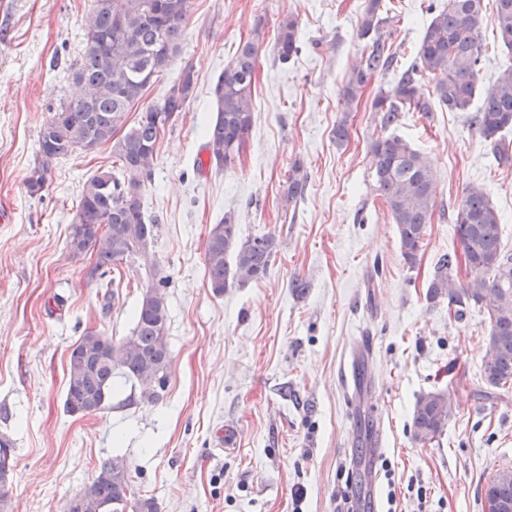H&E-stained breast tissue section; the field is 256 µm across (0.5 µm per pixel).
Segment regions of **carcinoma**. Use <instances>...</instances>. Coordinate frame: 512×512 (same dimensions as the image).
Returning a JSON list of instances; mask_svg holds the SVG:
<instances>
[{"mask_svg": "<svg viewBox=\"0 0 512 512\" xmlns=\"http://www.w3.org/2000/svg\"><path fill=\"white\" fill-rule=\"evenodd\" d=\"M491 17L501 43L512 50V0H495ZM192 0H92L84 20L85 45L71 65L72 82L79 94L60 104L43 125L34 166L26 183L30 194L47 185L53 165L89 145L108 144L119 162L118 171L104 170L89 178L82 189L78 213L71 225L68 246L73 255L96 246L93 272L103 278L115 266L134 257L149 261L148 247L156 224L145 216L142 202L146 183L152 180L157 143L193 97L192 69L166 96L144 103V95L181 52L182 36ZM382 0H365L359 33L371 40L352 67L343 88L346 111L359 101L367 77L393 66L383 29ZM485 21L483 0H448L428 24L410 67L382 87L370 103L374 123L383 135L371 140L369 152L375 186L387 204L399 234L402 258L417 263L434 210L435 176L426 158L408 142L390 133L403 112L425 116L433 104L450 112H466L476 95L479 63L483 54L480 29ZM275 48L286 62L300 50L297 19L283 18L277 27ZM258 41L240 43L236 58L224 69L213 88L216 115L207 128L205 150L221 170L233 166L253 125L252 95ZM435 80L434 100L421 97L419 77ZM140 111L127 126L128 115ZM482 133L495 159H512L501 132L512 128V67L501 71L481 105L468 116ZM307 178L297 165L288 170L283 196L296 201L304 195ZM454 232L462 248L469 279L456 278L458 255L440 256L427 297L448 300V311L461 320L469 306L487 310L488 347L482 376L492 387L512 386V253L500 246L499 216L487 193L469 187L454 218ZM277 250L272 235L242 241L234 215L224 214L208 233L205 249L207 286L216 296L228 288L260 279ZM168 307L159 287L146 288L136 311L131 335L115 341L87 332L73 345L69 357L64 408L72 414L98 412L110 404L115 378L140 389L148 402L161 398L168 384L171 353L168 345ZM448 421V396L431 393L418 401L412 419L415 438L427 442L440 436ZM11 440L0 439V489L14 467H6L1 454ZM485 495L511 505L512 477L492 478ZM65 512H159L156 498L131 492L125 459L105 461L95 476L67 502Z\"/></svg>", "mask_w": 512, "mask_h": 512, "instance_id": "1", "label": "carcinoma"}]
</instances>
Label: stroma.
Wrapping results in <instances>:
<instances>
[{
    "mask_svg": "<svg viewBox=\"0 0 512 512\" xmlns=\"http://www.w3.org/2000/svg\"><path fill=\"white\" fill-rule=\"evenodd\" d=\"M363 3L194 0L181 54L145 94L159 100L192 68L193 98L161 136L144 192L170 311L168 386L150 403L120 384L111 407L82 416L63 408L72 346L89 331L129 335L150 278L130 261L102 288L88 277L95 250L68 248L83 185L111 169L110 146L59 159L39 194L26 187L43 124L76 91L69 69L90 0H0V436L15 446L0 512H64L116 454L159 512H484L487 483L512 468V390L480 376L486 314L454 320L427 287L438 258L461 250L448 213L467 187L486 191L512 252V163L495 161L467 113H402L395 132L431 163L436 202L417 264L404 263L375 188L370 102L410 64L429 5L446 0H385L397 62L369 77L348 111L341 93L368 45ZM289 14L301 49L283 62L275 30ZM257 29L253 127L236 164L218 171L201 161L212 89ZM480 38L483 92L512 51L491 23ZM342 118L349 141L340 147ZM295 165L307 187L289 203L282 184ZM228 212L241 237L271 234L278 250L264 278L217 296L205 247ZM357 350L355 389L342 367ZM435 392L448 396V423L424 444L412 416ZM227 427L230 453L216 447Z\"/></svg>",
    "mask_w": 512,
    "mask_h": 512,
    "instance_id": "35a3bbf8",
    "label": "stroma"
}]
</instances>
